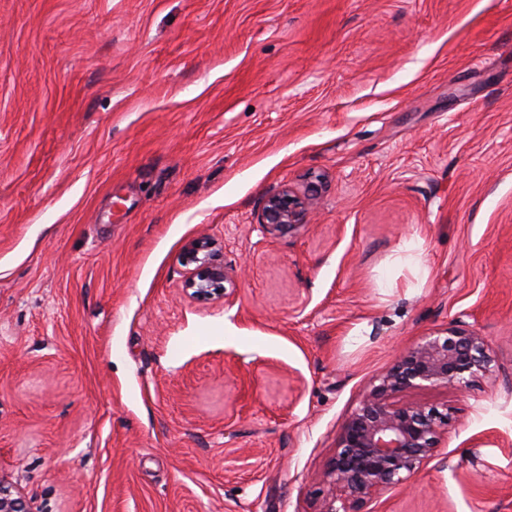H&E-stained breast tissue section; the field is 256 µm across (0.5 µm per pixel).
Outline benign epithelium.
<instances>
[{"mask_svg": "<svg viewBox=\"0 0 512 512\" xmlns=\"http://www.w3.org/2000/svg\"><path fill=\"white\" fill-rule=\"evenodd\" d=\"M308 202L290 188L270 196L260 224L268 235L288 233L306 222ZM194 265L186 279L200 301L224 295V262L206 238L184 254ZM487 345L476 331L454 326L402 354L344 421L326 478L328 495L318 512H362L376 492L406 483L436 456L448 411L415 402L396 403L395 394L423 387L466 389L488 370ZM0 512H32L28 500L0 479Z\"/></svg>", "mask_w": 512, "mask_h": 512, "instance_id": "benign-epithelium-1", "label": "benign epithelium"}]
</instances>
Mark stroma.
Returning <instances> with one entry per match:
<instances>
[{
  "mask_svg": "<svg viewBox=\"0 0 512 512\" xmlns=\"http://www.w3.org/2000/svg\"><path fill=\"white\" fill-rule=\"evenodd\" d=\"M456 324L490 369L404 393L448 428L365 512H512V0H0V478L33 512H318L345 419ZM307 214L306 198L285 188L267 199L260 224L268 235L285 234L304 225ZM212 242L206 238L195 241L184 254L186 264H194L186 279L187 290L200 301L220 298L224 295V262L213 250ZM402 253L406 255H399L395 258V263L398 266H406L410 271L411 275L418 280L419 283H423L428 275V270L422 265L421 260V242L411 239L405 243L401 249Z\"/></svg>",
  "mask_w": 512,
  "mask_h": 512,
  "instance_id": "1",
  "label": "stroma"
}]
</instances>
